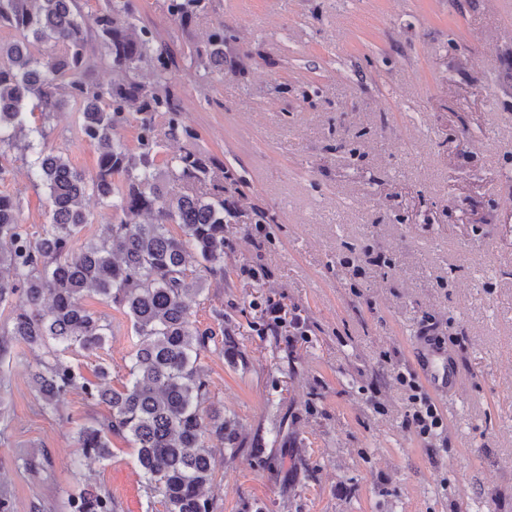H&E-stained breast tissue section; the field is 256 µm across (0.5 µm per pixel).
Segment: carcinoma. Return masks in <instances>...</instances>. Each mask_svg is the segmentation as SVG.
Masks as SVG:
<instances>
[{"instance_id":"cac0c4a2","label":"carcinoma","mask_w":512,"mask_h":512,"mask_svg":"<svg viewBox=\"0 0 512 512\" xmlns=\"http://www.w3.org/2000/svg\"><path fill=\"white\" fill-rule=\"evenodd\" d=\"M165 6L187 28L206 0ZM1 29L14 39L0 41V182L11 174L8 152L19 150L49 208L43 232L34 235L22 228L14 198L0 194V305L12 307L0 327V352L11 341L43 352L31 382L45 406L79 390L108 407L107 416L80 428L83 456L105 460L111 439H125L137 450L146 493L165 512H210L205 441H230L232 431L223 416L203 408L209 384L199 359L213 347L224 351V313L215 312L217 327L202 329L187 298L202 293L206 277L224 278V225L235 217L231 187L238 179L196 149L161 157L163 137L192 141L197 133L171 88L177 55L139 23L135 0H103L92 28L82 0H0ZM184 56L205 77L224 75V24ZM103 68L112 81L94 76ZM70 104L96 153L89 179L48 143L47 125ZM160 113L167 121L162 134ZM132 120L137 137L130 148L112 131ZM92 198L119 220L78 248L79 234L93 223ZM143 215L151 222H140ZM190 256L201 272L189 270ZM90 294L123 308L139 338L119 389L106 368L91 380L61 359L74 347L96 350L106 341L110 324L83 304ZM71 508L114 512L112 497L93 488L73 498Z\"/></svg>"}]
</instances>
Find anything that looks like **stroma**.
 I'll return each instance as SVG.
<instances>
[{"label":"stroma","mask_w":512,"mask_h":512,"mask_svg":"<svg viewBox=\"0 0 512 512\" xmlns=\"http://www.w3.org/2000/svg\"><path fill=\"white\" fill-rule=\"evenodd\" d=\"M175 49L224 26V75L180 62L173 90L194 145L240 181L224 227V276L189 304L200 327L224 314V350L201 355L211 512H512V5L507 0H209L189 28L164 0H136ZM49 142L93 174L77 114ZM0 193L41 232L47 196L16 158ZM272 217L258 233V213ZM261 277H251L254 269ZM281 321L270 327L269 303ZM104 346L67 362L127 379L137 338L117 306ZM432 324L461 375L456 394L416 365ZM35 354L0 355V497L11 512H71L85 487L115 512H164L134 450L112 439L84 462L80 428L108 409L72 392L44 408ZM444 424L419 436L398 373ZM41 458L39 472L26 458Z\"/></svg>","instance_id":"obj_1"}]
</instances>
